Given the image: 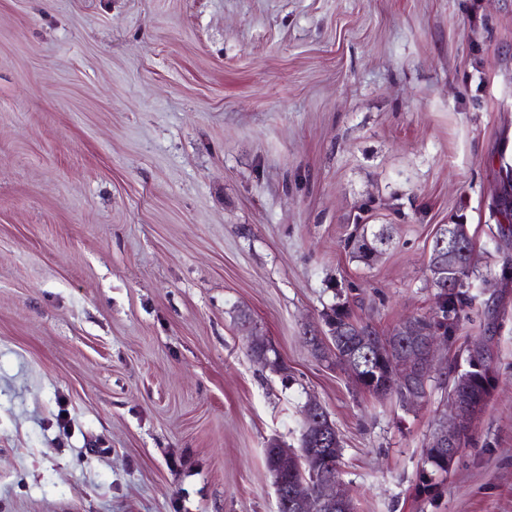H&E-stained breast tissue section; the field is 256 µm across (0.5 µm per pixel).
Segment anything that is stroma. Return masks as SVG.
Wrapping results in <instances>:
<instances>
[{"mask_svg": "<svg viewBox=\"0 0 512 512\" xmlns=\"http://www.w3.org/2000/svg\"><path fill=\"white\" fill-rule=\"evenodd\" d=\"M509 171L512 0H0V512H276L266 445L310 398L357 512H512V301L434 499L448 388L379 399L306 342L340 288L384 335L431 312V239L465 224L459 359ZM358 214L393 227L367 263ZM309 400V399H308ZM308 400L303 405V410L308 403L307 409L304 412V417L307 422V429L314 434L316 438H318L319 446H330L324 447V451H328L336 455V452L341 456L342 448L340 446V441H337L336 436V427L333 422L330 421V417H328L324 412L323 407L316 400ZM336 446L333 448L335 442Z\"/></svg>", "mask_w": 512, "mask_h": 512, "instance_id": "35a3bbf8", "label": "stroma"}]
</instances>
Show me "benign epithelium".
<instances>
[{
    "instance_id": "1",
    "label": "benign epithelium",
    "mask_w": 512,
    "mask_h": 512,
    "mask_svg": "<svg viewBox=\"0 0 512 512\" xmlns=\"http://www.w3.org/2000/svg\"><path fill=\"white\" fill-rule=\"evenodd\" d=\"M471 240L468 225L457 224L450 238L438 241L434 258L428 266L429 281L434 288L451 285L448 280V270L452 269L458 260V255L467 252ZM494 281L499 289L496 290L493 301L500 303L501 299L512 292V268L505 267L499 272ZM426 319L413 317L406 320L398 330L399 335L416 338L421 342L422 359L409 357L405 360L395 359L385 354L378 355L386 378L373 392L380 397H386L399 389L403 392L405 404L413 405L423 398L422 391L414 387L416 382H427L428 376L435 371L438 354L448 350V332L424 327ZM478 405L473 401L451 398L449 416L443 418L430 435L427 447L439 451L448 467H453L456 458L463 447L464 435L469 433L475 424ZM307 429L319 439L321 446H334L337 441L336 427L330 421L323 407L316 400L308 402L304 412ZM311 467V480L304 496L296 501H288L287 490L281 491L285 506L296 512H331L338 503L348 504L351 496L340 480L330 475L335 467V458L328 454L316 452L314 448H288L276 459L275 468L283 471H295L303 464Z\"/></svg>"
}]
</instances>
